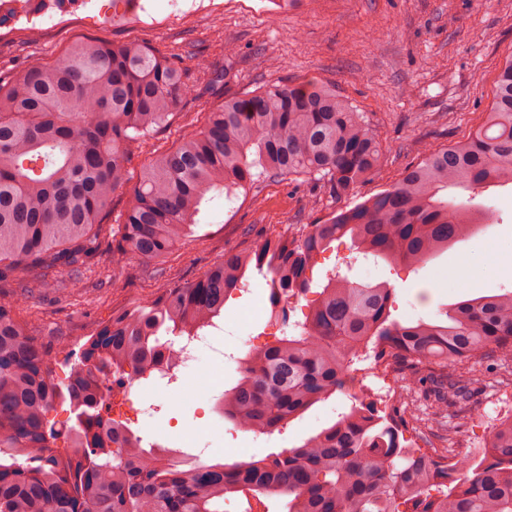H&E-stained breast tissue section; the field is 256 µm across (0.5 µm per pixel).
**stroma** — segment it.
Returning <instances> with one entry per match:
<instances>
[{"instance_id": "obj_1", "label": "stroma", "mask_w": 512, "mask_h": 512, "mask_svg": "<svg viewBox=\"0 0 512 512\" xmlns=\"http://www.w3.org/2000/svg\"><path fill=\"white\" fill-rule=\"evenodd\" d=\"M222 12L184 16L169 29L136 23L137 5L123 9L119 23L91 25L81 17L43 36L19 31L0 43V75H11L34 57L53 60L78 38L124 43L144 40L159 51L178 48L214 70L230 68V84L195 86L183 112L153 139V147L175 146L187 123L202 125L203 107L220 104L225 93H250L266 83L314 80L334 88L360 112L387 147L381 170L359 188L367 199L419 163L427 150L466 138L489 111L500 66L512 58V0H293L278 10L274 0H223ZM499 219L428 261L418 271L358 261L369 281L395 289L391 308L398 320L437 316L441 307L466 297L512 289L499 278L490 254L512 256V185L478 195ZM131 204L116 191L91 260L86 282L60 292L33 290L22 297L23 314L38 339L57 351L79 348L113 312L157 293L165 283L198 279L226 251H249L267 237L295 236L339 205L326 182L308 177L268 181L260 189L215 192L202 202L191 233L165 256L112 264V240ZM461 275L462 288L437 285L440 274ZM270 288L254 275L248 294L228 300L222 328L203 348L196 365L178 381L139 382L115 398L114 410L149 442H160L180 460L231 463L292 447L345 412L350 400L337 394L315 406L286 430L257 436L225 421L217 408L236 383L238 358L255 338L265 345L281 337L271 318ZM156 404L154 415L139 414ZM474 416L461 420L455 446L483 447L494 425L512 416V388L486 386L473 398Z\"/></svg>"}]
</instances>
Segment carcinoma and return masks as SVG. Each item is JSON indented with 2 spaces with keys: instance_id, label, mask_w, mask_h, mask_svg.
Wrapping results in <instances>:
<instances>
[{
  "instance_id": "cac0c4a2",
  "label": "carcinoma",
  "mask_w": 512,
  "mask_h": 512,
  "mask_svg": "<svg viewBox=\"0 0 512 512\" xmlns=\"http://www.w3.org/2000/svg\"><path fill=\"white\" fill-rule=\"evenodd\" d=\"M202 78L225 83L230 71L193 70L182 53L147 43L100 40L0 76V279L33 273L24 293L76 283L126 185L133 201L112 247L116 266L171 251L212 192L308 175L347 199L378 172L384 145L364 113L328 86L277 81L224 95L199 129L129 183L130 147L165 127ZM505 182L512 58L498 71L486 120L466 139L428 152L384 191L298 238L276 234L251 252L227 251L194 282L112 315L79 352L64 353L61 379L21 320L18 296L0 293V512H226L239 497L278 499L282 512H512V418L485 447L453 448V419L489 380L482 364L498 362L497 382L512 386V290L401 322L390 319L388 283L353 279L341 265L327 271L305 320L241 360L219 411L238 429L279 433L346 392L353 365L372 356L371 369L391 381V412L379 415L360 385L333 423L257 460L187 469L116 419L111 395L127 378L175 377L178 358L164 337L212 326L254 274L269 277L277 308L309 292L317 257L344 237L366 258L422 264L496 221L492 207L448 190ZM426 380L420 413L409 401ZM57 409L68 414L62 424L49 417Z\"/></svg>"
}]
</instances>
